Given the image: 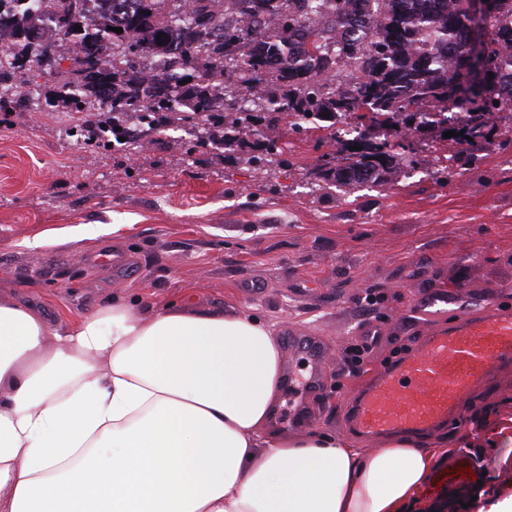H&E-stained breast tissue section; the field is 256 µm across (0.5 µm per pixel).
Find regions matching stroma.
<instances>
[{"instance_id":"35a3bbf8","label":"stroma","mask_w":512,"mask_h":512,"mask_svg":"<svg viewBox=\"0 0 512 512\" xmlns=\"http://www.w3.org/2000/svg\"><path fill=\"white\" fill-rule=\"evenodd\" d=\"M69 69L39 70V98L0 126V301L39 307L55 326L116 297L153 311L190 304L255 314L282 341L322 339L310 429L367 454L385 442L354 437L338 415L372 370L455 313L512 307V293L497 292L512 283L507 115L491 118L471 160L442 129H412L408 162L387 183L346 187L317 174L338 149L328 127L280 126L278 162L262 171L240 147L216 153L181 128L131 150L88 148L73 113L46 103ZM97 225L103 234L70 236ZM365 342L369 361L348 365ZM419 446L439 464L407 512H485L511 494L512 378L469 396L465 414Z\"/></svg>"}]
</instances>
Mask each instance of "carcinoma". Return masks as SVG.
I'll list each match as a JSON object with an SVG mask.
<instances>
[{
    "mask_svg": "<svg viewBox=\"0 0 512 512\" xmlns=\"http://www.w3.org/2000/svg\"><path fill=\"white\" fill-rule=\"evenodd\" d=\"M0 83L15 78L33 84L32 64L55 51L36 24V9L50 3L58 24L57 35L77 47L68 77L47 100L67 110L78 98L93 99L112 114V139L135 143L160 128L201 129V144L221 149L238 144L254 149L248 161L259 169L274 162L272 134L281 121L298 132L319 128L321 114L364 119L355 139L338 140V153L348 163L322 167L319 177L339 185L365 181L383 183L397 163L402 142L377 141L383 131L399 135L400 117L411 107L451 104L463 109L456 140L467 150L479 148L485 127L495 112L512 111V84L504 81L501 58L512 56V26L506 23L505 4L496 0L482 44L484 77L465 83L473 67L468 32L471 18L466 0H334L336 25L350 13V28L367 31L370 42L345 37L330 44L319 27L323 0H306L309 11L290 12L291 0H235L246 20L244 28L229 33L216 0H189V10L176 15L173 0H112V11L93 27L81 24L78 0H31L21 11L1 9ZM121 28L116 33L111 28ZM97 45L109 50L126 45L153 58L156 68L143 74L120 68L93 54ZM362 64V75L346 87H333L336 67ZM232 70L242 82L271 88L259 111L218 97L217 78ZM264 129H258L259 123ZM358 145L360 149L350 150Z\"/></svg>",
    "mask_w": 512,
    "mask_h": 512,
    "instance_id": "1",
    "label": "carcinoma"
}]
</instances>
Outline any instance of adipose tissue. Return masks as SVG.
<instances>
[{"label": "adipose tissue", "mask_w": 512, "mask_h": 512, "mask_svg": "<svg viewBox=\"0 0 512 512\" xmlns=\"http://www.w3.org/2000/svg\"><path fill=\"white\" fill-rule=\"evenodd\" d=\"M282 365L247 313L0 301V512H403L433 453L273 431Z\"/></svg>", "instance_id": "adipose-tissue-1"}]
</instances>
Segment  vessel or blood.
<instances>
[{
	"instance_id": "b4317fda",
	"label": "vessel or blood",
	"mask_w": 512,
	"mask_h": 512,
	"mask_svg": "<svg viewBox=\"0 0 512 512\" xmlns=\"http://www.w3.org/2000/svg\"><path fill=\"white\" fill-rule=\"evenodd\" d=\"M512 371V312L492 310L449 321L418 337L347 402L346 428L365 440L426 437L457 420L472 388Z\"/></svg>"
}]
</instances>
